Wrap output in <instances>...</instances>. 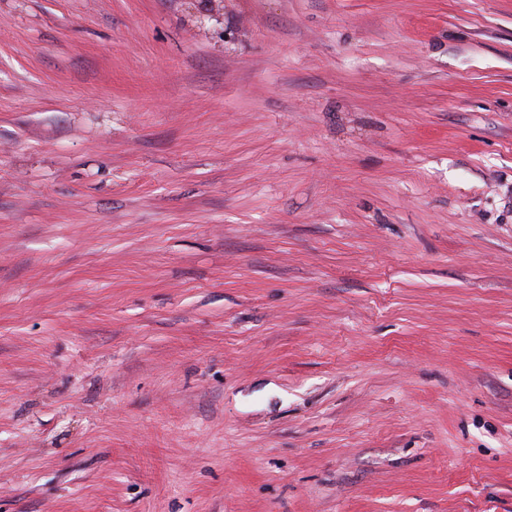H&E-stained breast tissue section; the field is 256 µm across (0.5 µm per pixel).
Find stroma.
I'll use <instances>...</instances> for the list:
<instances>
[{
	"mask_svg": "<svg viewBox=\"0 0 512 512\" xmlns=\"http://www.w3.org/2000/svg\"><path fill=\"white\" fill-rule=\"evenodd\" d=\"M0 512H512V0H0Z\"/></svg>",
	"mask_w": 512,
	"mask_h": 512,
	"instance_id": "stroma-1",
	"label": "stroma"
}]
</instances>
